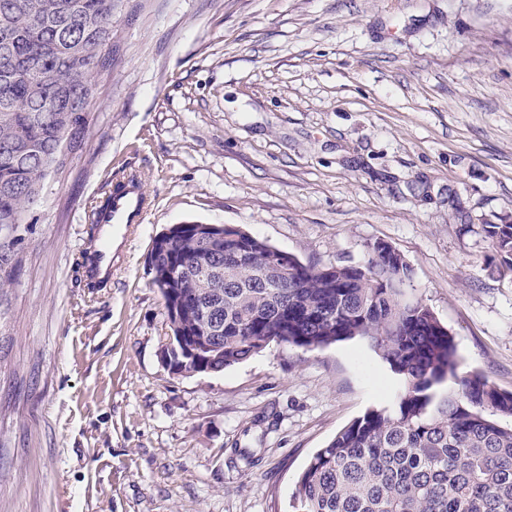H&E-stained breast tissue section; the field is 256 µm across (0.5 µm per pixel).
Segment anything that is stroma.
Here are the masks:
<instances>
[{"label":"stroma","instance_id":"1","mask_svg":"<svg viewBox=\"0 0 512 512\" xmlns=\"http://www.w3.org/2000/svg\"><path fill=\"white\" fill-rule=\"evenodd\" d=\"M113 4L81 148L0 225V512H286L311 455L394 394L359 340L171 373L149 253L174 224L319 266L386 242L463 370L512 392V271L484 233L512 222V0ZM126 172L149 207L103 232L91 209ZM98 236L112 282L89 288Z\"/></svg>","mask_w":512,"mask_h":512}]
</instances>
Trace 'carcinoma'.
I'll return each instance as SVG.
<instances>
[{
  "label": "carcinoma",
  "mask_w": 512,
  "mask_h": 512,
  "mask_svg": "<svg viewBox=\"0 0 512 512\" xmlns=\"http://www.w3.org/2000/svg\"><path fill=\"white\" fill-rule=\"evenodd\" d=\"M112 0H0V222L26 221L58 144H82L97 78L110 72ZM512 270V224L485 225ZM152 284L176 329L214 332L221 372L272 342L313 351L360 339L403 379L299 473L292 512H512V392L459 373L457 346L426 305L406 295L410 267L394 248L360 264L300 263L279 282L267 241L243 249L187 222L150 253ZM211 267L200 272L197 262ZM178 271L170 283L165 276Z\"/></svg>",
  "instance_id": "1"
}]
</instances>
